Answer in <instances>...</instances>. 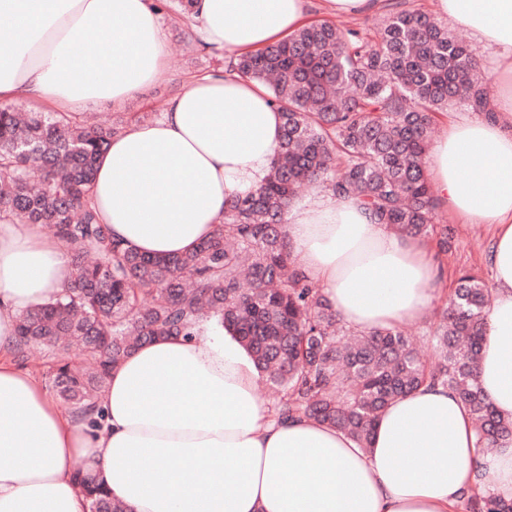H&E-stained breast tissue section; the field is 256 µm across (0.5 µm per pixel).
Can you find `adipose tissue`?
Returning a JSON list of instances; mask_svg holds the SVG:
<instances>
[{"mask_svg": "<svg viewBox=\"0 0 512 512\" xmlns=\"http://www.w3.org/2000/svg\"><path fill=\"white\" fill-rule=\"evenodd\" d=\"M432 4L493 51L484 109L446 124L425 161L449 217L493 228L478 376L512 419V0ZM310 5L195 0L189 24L230 61L286 39ZM88 31L96 40L77 48ZM167 42L152 0H0V103L55 112L121 104L149 88ZM282 125L259 83L234 72L193 79L160 119L111 139L91 201L125 249L192 252L225 204L266 182ZM284 231L304 274L352 327L420 320L434 299L431 246L377 223L357 198L314 188ZM71 272L62 241L0 211V512H88L79 464L128 512H455L478 486L512 500V437L480 452L451 389L423 386L393 401L361 448L315 420L271 416L249 351L208 323L115 365L96 400L104 416L90 426L12 356L18 314L61 294Z\"/></svg>", "mask_w": 512, "mask_h": 512, "instance_id": "obj_1", "label": "adipose tissue"}]
</instances>
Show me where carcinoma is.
Returning a JSON list of instances; mask_svg holds the SVG:
<instances>
[{"label":"carcinoma","instance_id":"cac0c4a2","mask_svg":"<svg viewBox=\"0 0 512 512\" xmlns=\"http://www.w3.org/2000/svg\"><path fill=\"white\" fill-rule=\"evenodd\" d=\"M268 86L282 112V141L266 183L224 208V222L196 250L143 256L112 239L92 204L99 157L128 122L77 125L61 112L24 114L0 104V210L47 225L69 249L72 274L54 301L22 311L15 359L51 353L49 389L74 411L94 413L111 368L140 345L190 336L216 318L247 347L277 394L280 418L307 417L365 448L382 411L424 384L452 389L474 420L476 447L512 436L482 390L491 291L468 274L440 310L427 368L399 329L357 333L299 270L282 235L300 190L321 184L354 196L395 233L436 239L437 202L425 167L436 116L454 103L479 108L481 57L426 14L395 8L374 36L328 20L230 64ZM89 512H127L102 483L75 469ZM479 512H512L480 489Z\"/></svg>","mask_w":512,"mask_h":512}]
</instances>
